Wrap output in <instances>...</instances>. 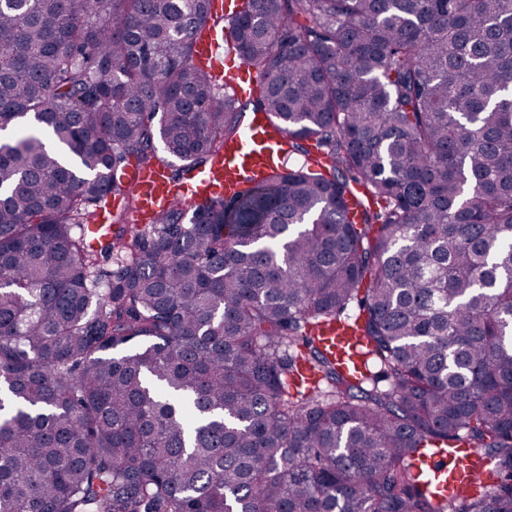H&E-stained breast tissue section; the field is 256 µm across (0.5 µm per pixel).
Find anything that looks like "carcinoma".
<instances>
[{"mask_svg": "<svg viewBox=\"0 0 512 512\" xmlns=\"http://www.w3.org/2000/svg\"><path fill=\"white\" fill-rule=\"evenodd\" d=\"M210 15L0 0V131H45L0 141V512H512V0H241L286 164L92 245L131 161L182 181L240 135ZM352 303L377 375L322 348ZM436 440L496 488L435 509Z\"/></svg>", "mask_w": 512, "mask_h": 512, "instance_id": "cac0c4a2", "label": "carcinoma"}]
</instances>
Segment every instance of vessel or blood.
Masks as SVG:
<instances>
[{
    "instance_id": "b4317fda",
    "label": "vessel or blood",
    "mask_w": 512,
    "mask_h": 512,
    "mask_svg": "<svg viewBox=\"0 0 512 512\" xmlns=\"http://www.w3.org/2000/svg\"><path fill=\"white\" fill-rule=\"evenodd\" d=\"M193 61L215 75L218 84L230 88L239 98L252 97L259 83L256 72L245 63H232L223 40L210 29H203L198 36ZM280 138L278 129L260 112L250 118L241 136L229 142L217 159L194 173L189 180L173 181L161 167L130 166L127 179L136 186L140 195L139 203L131 214L132 224L145 228L158 223L170 208L188 209L202 196L230 195L245 185L258 182L270 168L280 165ZM324 343L329 352L341 360L345 371H363L360 351L363 339L350 329L348 323L327 329ZM487 465L488 461L479 449L460 442L454 448L439 449L421 457L414 472L425 482H437L440 493L433 503L439 507L459 482H478Z\"/></svg>"
}]
</instances>
